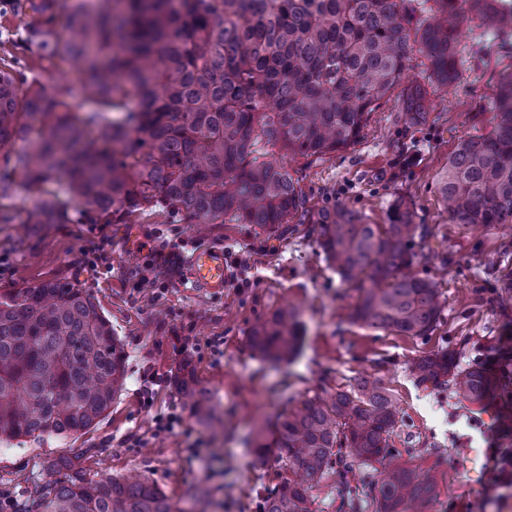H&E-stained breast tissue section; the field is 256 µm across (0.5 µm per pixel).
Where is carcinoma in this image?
<instances>
[{
	"label": "carcinoma",
	"mask_w": 512,
	"mask_h": 512,
	"mask_svg": "<svg viewBox=\"0 0 512 512\" xmlns=\"http://www.w3.org/2000/svg\"><path fill=\"white\" fill-rule=\"evenodd\" d=\"M429 1L435 10L426 16ZM9 14L32 22L0 28V199L21 177L39 197L28 224H132L157 212L263 230L300 222L310 209L288 159L311 165L357 143L411 68V40L430 86L460 80L457 34L471 17L512 59L505 0H0V17ZM59 56L90 104L81 114L68 82L51 93L35 74ZM398 99L410 124L426 121L424 86ZM480 109L492 114L493 131L459 142L439 183L454 224L512 220V64ZM259 139L270 147L263 157L252 150ZM55 174L65 181L61 194L42 189ZM318 223L326 260L357 292L354 320L405 336L434 329L438 285L403 272L412 242L427 232L407 204L396 203L386 224L334 205ZM298 313L289 303L260 320L249 334L253 350L288 360L300 342ZM409 372L418 386H449L470 402L486 386L481 370L446 352ZM124 382L125 355L88 289L52 280L0 293L1 439L87 430ZM174 386L195 418L212 424L217 405L194 368L185 365ZM395 423L377 379L292 403L256 432L259 456L291 473L263 512H309L314 482L372 461L378 512H425L429 479L386 448ZM52 468L55 478L11 512H176L145 477L92 475L64 458Z\"/></svg>",
	"instance_id": "cac0c4a2"
}]
</instances>
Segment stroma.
I'll use <instances>...</instances> for the list:
<instances>
[{"label": "stroma", "instance_id": "obj_1", "mask_svg": "<svg viewBox=\"0 0 512 512\" xmlns=\"http://www.w3.org/2000/svg\"><path fill=\"white\" fill-rule=\"evenodd\" d=\"M490 37L473 21L460 43L467 69L459 84L431 89L425 123H404L395 103L376 112L361 140L303 171L302 187L312 208L304 223L266 232L249 224H184L154 214L136 224L25 223L35 194L16 184L5 199L16 223L0 224V292L43 281L77 280L94 295L125 352L126 380L105 417L89 430L37 440L0 441V500L26 499L52 478L50 465L70 459L89 471L148 477L183 512L190 490L212 489L198 512H262L267 495L285 475L275 461L259 464L244 439L250 429L281 411L287 399L336 392L360 377L380 378L398 416L388 436L391 451L410 466L429 470L433 491L427 512H512V482L489 487L492 456L512 457V356L502 337L512 336V292L497 281L512 266V230L502 225L454 224L438 192V178L460 140L491 132V115H464L462 104L492 93L491 77L502 69L489 53ZM412 202L416 238L413 275L438 283L443 310L426 336H400L352 322L357 293L342 283L322 249L316 210L347 207L368 223H386L398 200ZM111 238L98 268L83 253ZM203 246L241 255L250 285L202 294L178 270L162 286L139 287L146 270L145 242ZM301 305V349L292 362L272 365L248 346L254 323L280 305ZM223 338L219 352L210 343ZM460 367L490 368L495 388L482 406L458 401L452 390L417 387L408 367L438 350ZM190 362L202 385L223 408V427L203 428L186 409L172 378ZM175 412L182 427L156 434L158 416ZM146 440L133 447L131 436ZM373 466L361 464L345 478L329 475L311 490V512H378L371 492Z\"/></svg>", "mask_w": 512, "mask_h": 512}]
</instances>
